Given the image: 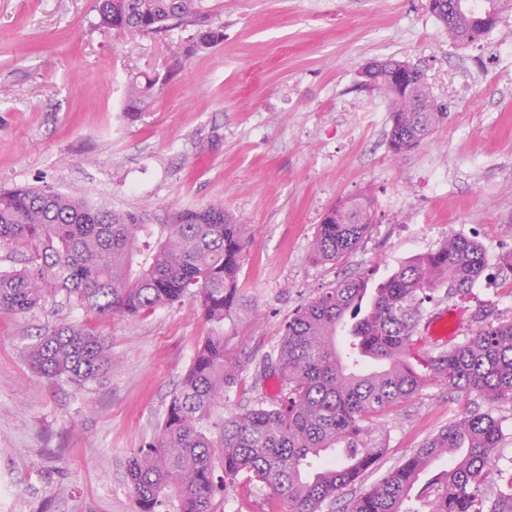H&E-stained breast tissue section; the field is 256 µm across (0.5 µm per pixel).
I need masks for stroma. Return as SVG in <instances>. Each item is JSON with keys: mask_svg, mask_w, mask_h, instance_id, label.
Masks as SVG:
<instances>
[{"mask_svg": "<svg viewBox=\"0 0 512 512\" xmlns=\"http://www.w3.org/2000/svg\"><path fill=\"white\" fill-rule=\"evenodd\" d=\"M222 42L197 53L196 27L117 34L98 25V0H0V188L81 194L115 211L218 204L249 239L239 282L248 314L225 320L230 345L251 362L225 413L272 398L255 385L264 357L295 311L329 284L364 276L377 287L448 238L480 243L487 271L466 298L437 291L426 315L456 307L468 331L512 319V9L468 45L453 42L428 0H203ZM415 64L448 116L416 146L393 154L386 98L361 85L362 68ZM170 73L138 115L129 82ZM365 193L376 217L336 263L309 261L327 209ZM63 324L106 336L118 365L78 387L28 361ZM195 300L131 320L100 318L48 299L0 312V480L10 512H134L131 453L150 440L170 397L209 335ZM473 410L503 428L491 465L512 467V400L488 404L432 385L375 417L385 451L325 503L344 512L443 427ZM239 478L224 512H287Z\"/></svg>", "mask_w": 512, "mask_h": 512, "instance_id": "1", "label": "stroma"}]
</instances>
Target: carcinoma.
<instances>
[{
    "mask_svg": "<svg viewBox=\"0 0 512 512\" xmlns=\"http://www.w3.org/2000/svg\"><path fill=\"white\" fill-rule=\"evenodd\" d=\"M430 10L460 43L479 40L489 16L512 0H453L450 11ZM202 0H100L99 26L157 33L171 26L205 28L192 51L223 39ZM391 59L369 64L371 90L387 98L393 124L389 146L399 154L431 134L448 116L435 105L418 70L406 97ZM160 82L143 75L132 84L127 110L146 106ZM374 220L368 196L333 205L313 240L310 259L336 262L351 253ZM248 241L243 225L208 204L171 212L154 224L144 211L117 212L72 193L36 188L0 190V254L13 266L0 271V311L24 313L62 294L95 316L136 319L155 309L196 300L205 319L221 327L243 303L238 285ZM487 269L482 246L455 237L402 266L373 292L350 278L320 292L288 319L277 349L259 377L281 381V395L224 416V397L250 361L217 330L196 347L154 437L128 461L135 512H218L217 499L238 476L288 504V512H321L354 484L383 452L373 417L438 384L450 394L476 393L488 404L512 398V320L488 323L463 342L424 355L413 350L423 305L437 287L464 297ZM360 315L348 337L338 329ZM33 368L76 386L112 371L116 360L93 328L65 324L40 337L29 353ZM489 412H470L433 435L416 454L390 470L348 512H512V469L490 468L502 437ZM336 452V461L322 463ZM453 464L418 488L430 465L448 454Z\"/></svg>",
    "mask_w": 512,
    "mask_h": 512,
    "instance_id": "obj_1",
    "label": "carcinoma"
}]
</instances>
